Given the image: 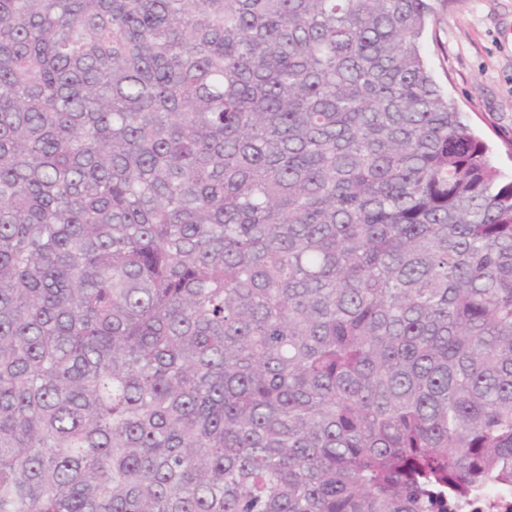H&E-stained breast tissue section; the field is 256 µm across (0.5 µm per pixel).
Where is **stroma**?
I'll return each instance as SVG.
<instances>
[{"mask_svg":"<svg viewBox=\"0 0 512 512\" xmlns=\"http://www.w3.org/2000/svg\"><path fill=\"white\" fill-rule=\"evenodd\" d=\"M423 52L436 83L512 178V0H435Z\"/></svg>","mask_w":512,"mask_h":512,"instance_id":"obj_1","label":"stroma"}]
</instances>
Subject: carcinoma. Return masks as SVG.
<instances>
[{"label":"carcinoma","mask_w":512,"mask_h":512,"mask_svg":"<svg viewBox=\"0 0 512 512\" xmlns=\"http://www.w3.org/2000/svg\"><path fill=\"white\" fill-rule=\"evenodd\" d=\"M431 11L0 0V512L512 486V180Z\"/></svg>","instance_id":"cac0c4a2"}]
</instances>
